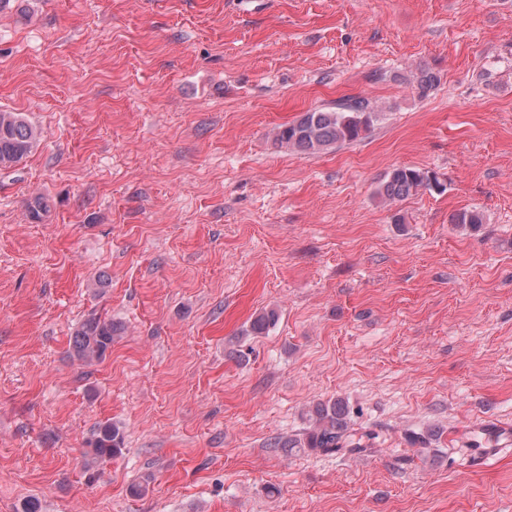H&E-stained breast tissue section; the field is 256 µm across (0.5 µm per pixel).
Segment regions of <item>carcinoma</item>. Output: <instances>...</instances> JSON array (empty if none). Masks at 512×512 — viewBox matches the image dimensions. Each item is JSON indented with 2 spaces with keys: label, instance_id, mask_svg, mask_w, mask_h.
I'll return each mask as SVG.
<instances>
[{
  "label": "carcinoma",
  "instance_id": "1",
  "mask_svg": "<svg viewBox=\"0 0 512 512\" xmlns=\"http://www.w3.org/2000/svg\"><path fill=\"white\" fill-rule=\"evenodd\" d=\"M414 87L422 97L440 82L438 73L421 66L413 75ZM376 118L375 109L364 98L339 102L333 108L304 113L299 119L277 128L275 144L300 154H318L332 147L351 144L363 139ZM40 132L21 112L0 110V170L16 166L26 158L39 141ZM440 187L436 174L408 166L392 169L379 182L375 196L384 204L402 201L422 190ZM452 223L477 227L483 216L477 210H462L452 216ZM279 314L269 308L250 323L246 334L260 336L268 333L278 322ZM118 328L112 321L99 317L83 321L74 331L70 345L75 356L85 362L99 361L112 349ZM350 410L346 403L334 400L318 402L306 412L309 427L295 436L277 437L269 447L286 453L319 452L324 454H355L364 451L374 435L350 428ZM95 456L110 458L121 452L124 434L112 423L98 426L90 442Z\"/></svg>",
  "mask_w": 512,
  "mask_h": 512
}]
</instances>
